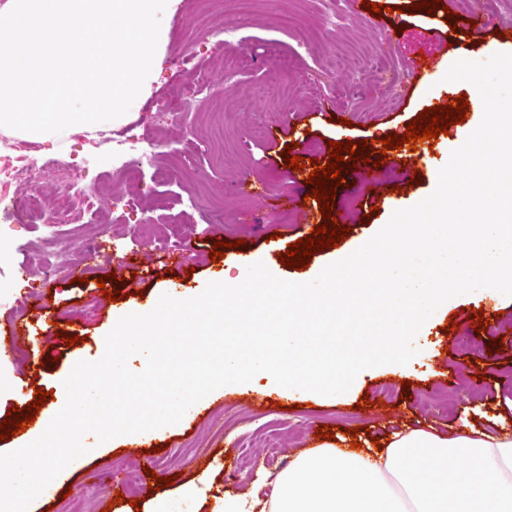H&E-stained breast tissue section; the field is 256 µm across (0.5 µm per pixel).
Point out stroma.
<instances>
[{
	"label": "stroma",
	"mask_w": 512,
	"mask_h": 512,
	"mask_svg": "<svg viewBox=\"0 0 512 512\" xmlns=\"http://www.w3.org/2000/svg\"><path fill=\"white\" fill-rule=\"evenodd\" d=\"M394 6L389 20L399 26L395 52L383 57L376 43L378 17L368 10L353 12L350 0H254L241 11L226 0L223 17L213 25L235 28L232 46L212 40L192 41L193 13L197 0H180L166 23L167 53L189 47L192 63L177 70L163 63L151 96L130 124L108 132L71 136L64 146L45 142L38 146L42 163L66 166L81 173L95 189L103 208L114 197L124 199L116 219L102 210L82 212L79 223L57 224L52 217V198L65 194L64 182L46 185L35 196L26 189L0 186V246L10 259L0 264V324L32 321L33 297L47 298L55 310L54 324L41 335L40 350L50 357L47 374L29 379V356H11L0 362V420L12 407H26L35 388H57L61 375L70 373L81 360L97 353L100 335L111 325L113 312L150 305L171 275L170 257L180 253L192 274L180 278L183 288H204L215 273L235 278L234 250L211 260L214 242L246 241V250L263 256L272 235L286 243L308 236L299 210L276 206L283 195L304 196L306 184L296 180L284 165L286 145L296 155L316 159L325 166L328 141L357 142L404 135L420 110L442 106L465 96L469 109L464 122L449 126L435 144L418 143L391 151L374 176L384 194L376 196L358 171L346 174L336 190L333 214L350 229L339 246L313 255L309 267L318 269L337 261L360 242L370 238L393 212L410 207L430 195L457 142L478 126L483 112L481 97L468 82H448L444 76L457 60L486 61L487 44L512 50V37L487 34L475 45L464 33H448L447 46H426L420 34L425 18L414 10V0H380ZM432 53L437 68L427 77L412 74V63ZM387 83L399 86L400 100L384 107L374 87L376 71ZM182 85L186 99L179 123L160 124L156 112L164 107L172 85ZM297 136L271 140L270 133L286 125ZM158 145V158L143 163L133 177L119 170L135 159L146 140ZM420 185H411L414 173ZM248 179L255 196L244 201L236 189ZM224 206V221L214 224L210 211ZM99 253L87 260L91 242ZM67 263L85 269L86 280L70 282L66 274L46 283L42 262ZM113 273L123 278V297L106 300L96 284ZM490 314L487 329L478 333L471 319L475 310ZM77 330L84 341L69 347L56 337L57 326ZM503 340V352L488 353L490 341ZM421 355L402 371L378 370L365 375L347 394L328 401L309 397L308 404L291 410V398L275 409L274 392L258 380L246 391L218 390L196 407L174 430L157 437L161 449L146 453L144 446L123 444L90 458L71 471L66 484L73 497H84L86 512H129L128 503H116L113 484L123 483L122 460L131 458L151 476L174 477L169 493L198 482L194 498L184 502L185 512H220L225 492L248 497L253 512H267V490L259 476L278 473L305 449L319 445L318 428L340 426L358 430V440H387L404 428H423L450 436L469 422L493 431L512 423V297L465 295L450 310L438 313L422 341ZM482 386H475L476 376ZM471 379L468 390H457L459 379ZM410 388H402V381ZM448 393L456 402L452 412L442 411L436 398ZM372 404L357 410L363 397ZM255 458L249 472L236 474L242 447Z\"/></svg>",
	"instance_id": "obj_1"
}]
</instances>
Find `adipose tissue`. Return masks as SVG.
<instances>
[{"instance_id":"ef3b65f1","label":"adipose tissue","mask_w":512,"mask_h":512,"mask_svg":"<svg viewBox=\"0 0 512 512\" xmlns=\"http://www.w3.org/2000/svg\"><path fill=\"white\" fill-rule=\"evenodd\" d=\"M269 512H512V431L420 429L381 448L332 443L298 455L271 483Z\"/></svg>"}]
</instances>
